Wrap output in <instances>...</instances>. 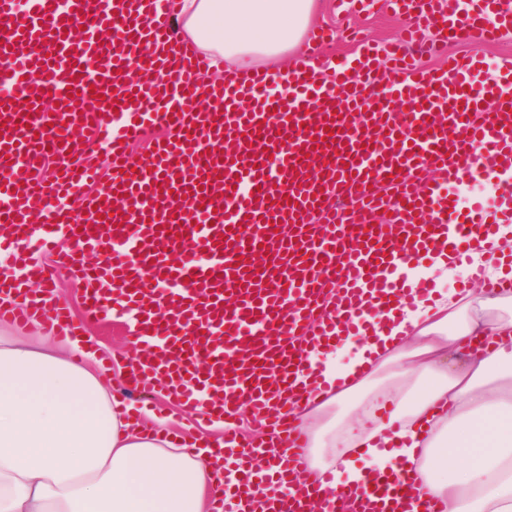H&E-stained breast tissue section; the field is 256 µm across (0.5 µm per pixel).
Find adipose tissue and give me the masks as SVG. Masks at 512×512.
<instances>
[{
    "label": "adipose tissue",
    "instance_id": "obj_1",
    "mask_svg": "<svg viewBox=\"0 0 512 512\" xmlns=\"http://www.w3.org/2000/svg\"><path fill=\"white\" fill-rule=\"evenodd\" d=\"M318 0H179L180 48L214 65H266L285 85ZM512 224L470 261L411 266L434 285L403 300L371 347L356 336L312 355L325 381L289 423L305 435L307 481L323 492L369 472L419 465L415 491L444 512H512ZM499 285L450 288L473 270ZM78 341L34 348L0 338V512H222L218 472L115 400Z\"/></svg>",
    "mask_w": 512,
    "mask_h": 512
}]
</instances>
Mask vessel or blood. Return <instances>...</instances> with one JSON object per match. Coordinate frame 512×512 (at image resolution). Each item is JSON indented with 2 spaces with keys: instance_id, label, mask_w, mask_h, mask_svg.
Listing matches in <instances>:
<instances>
[{
  "instance_id": "obj_1",
  "label": "vessel or blood",
  "mask_w": 512,
  "mask_h": 512,
  "mask_svg": "<svg viewBox=\"0 0 512 512\" xmlns=\"http://www.w3.org/2000/svg\"><path fill=\"white\" fill-rule=\"evenodd\" d=\"M379 2L408 16L405 40L382 53L362 42L327 72L320 57L335 32L316 28L275 97L264 70L205 84V55H161L170 13L159 0H67L62 10L33 0L23 17L17 0H0V81L14 89L0 98V319L46 317L59 335L81 333L46 290L49 269L28 263L33 240L83 282L88 317L133 313L134 386L168 379L197 420L224 425L221 452L238 473L224 512L245 498L254 512H307L316 498L322 512H442L413 495L411 465L323 496L300 485L299 459L259 453L272 431L299 447L277 404L318 391L311 352L348 335L373 342L375 315L396 310L406 288L430 295L407 265L438 250L462 263L474 242L494 241L498 211L458 203L471 163L512 201V61L489 79L478 51L512 30V7ZM428 30L438 34L432 51L451 41L468 53L414 68L407 45ZM91 99L98 108L84 110ZM47 100L54 111H43ZM151 129L163 138L131 161ZM88 253L103 258L100 272L85 268ZM158 281L166 289L153 307ZM242 404L255 419L248 440L235 424ZM272 484L297 491L269 500Z\"/></svg>"
}]
</instances>
